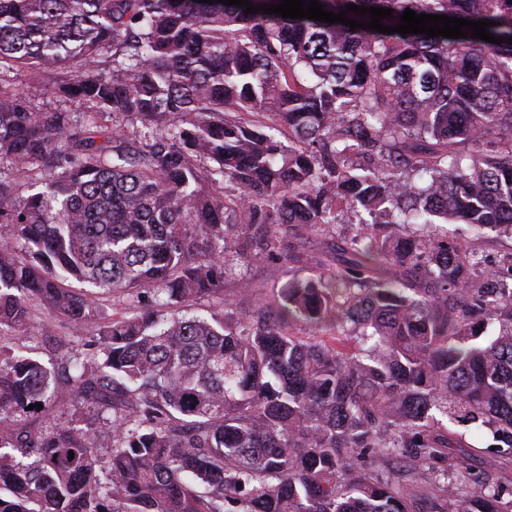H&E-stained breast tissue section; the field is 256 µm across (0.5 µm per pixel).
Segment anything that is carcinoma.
<instances>
[{
	"label": "carcinoma",
	"instance_id": "cac0c4a2",
	"mask_svg": "<svg viewBox=\"0 0 512 512\" xmlns=\"http://www.w3.org/2000/svg\"><path fill=\"white\" fill-rule=\"evenodd\" d=\"M319 3L494 21L504 42L218 0H0V75L64 69L59 95L112 116L0 82V160L50 170L26 197L0 178V512H512L466 439L512 457V288L431 230L512 237V0ZM338 211L353 232L314 274L248 315L186 311L223 292L229 253L273 258L290 228L301 261ZM95 289L135 305L99 324ZM34 305L98 324L64 387L1 340ZM62 398L102 406L112 445L75 413L28 422ZM53 79L43 78L40 81L20 76L15 88L23 96L27 97L37 109H64L73 113L74 119L83 122L88 117L76 103H70L63 97L55 94Z\"/></svg>",
	"mask_w": 512,
	"mask_h": 512
}]
</instances>
